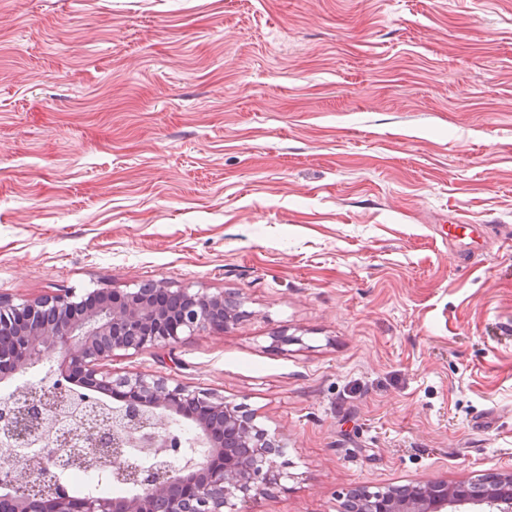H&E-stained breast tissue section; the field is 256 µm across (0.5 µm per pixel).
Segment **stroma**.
I'll list each match as a JSON object with an SVG mask.
<instances>
[{
    "label": "stroma",
    "mask_w": 512,
    "mask_h": 512,
    "mask_svg": "<svg viewBox=\"0 0 512 512\" xmlns=\"http://www.w3.org/2000/svg\"><path fill=\"white\" fill-rule=\"evenodd\" d=\"M150 281L245 312L103 365L281 439L238 512L512 476V0H0V296Z\"/></svg>",
    "instance_id": "35a3bbf8"
}]
</instances>
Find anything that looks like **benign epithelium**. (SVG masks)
Returning <instances> with one entry per match:
<instances>
[{"label":"benign epithelium","instance_id":"1","mask_svg":"<svg viewBox=\"0 0 512 512\" xmlns=\"http://www.w3.org/2000/svg\"><path fill=\"white\" fill-rule=\"evenodd\" d=\"M160 285L145 283L124 292L100 289L13 303L0 297V375L28 369L43 352L59 350L62 369L49 368L40 403L35 388L0 398V512H224L235 500L260 494L277 480L273 459L284 445L249 422L244 410L205 391L141 375L112 378L101 370L116 350L167 346L200 328L224 327L233 305L222 295L167 288L184 307L159 299ZM110 390L112 427L94 447L106 461L100 476H116L128 490L111 497L73 493L62 481L79 448L55 425L68 419L95 431L100 404L87 392ZM197 436L170 431L185 408ZM365 512H512V489L475 493L467 483L434 493L416 483L362 500Z\"/></svg>","mask_w":512,"mask_h":512}]
</instances>
